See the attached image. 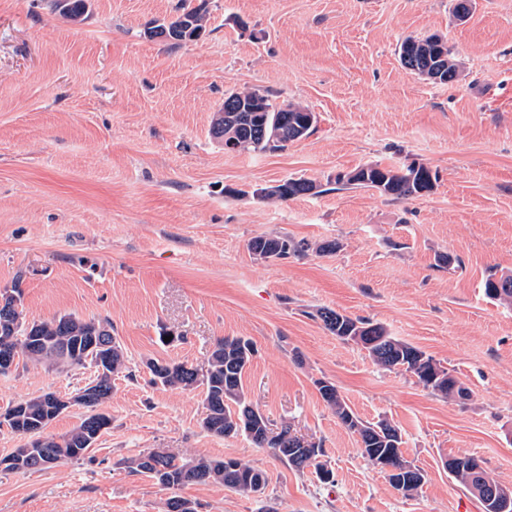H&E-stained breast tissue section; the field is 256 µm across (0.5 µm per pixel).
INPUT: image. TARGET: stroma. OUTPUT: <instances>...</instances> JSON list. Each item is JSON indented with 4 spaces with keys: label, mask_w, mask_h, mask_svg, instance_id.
<instances>
[{
    "label": "stroma",
    "mask_w": 512,
    "mask_h": 512,
    "mask_svg": "<svg viewBox=\"0 0 512 512\" xmlns=\"http://www.w3.org/2000/svg\"><path fill=\"white\" fill-rule=\"evenodd\" d=\"M454 2L191 0L205 29L174 45L148 30L181 0H87L76 20L51 0H0V293L20 288L28 321H111L126 357L88 457L0 471V512H167L174 496L195 512H481L444 466L464 454L512 486V305L483 291L492 271L512 272V0H473L463 21ZM431 35L460 63L458 82L401 66V42ZM242 89L307 107L314 129L275 152L225 151L211 121ZM369 163L422 165L438 180L407 200L337 188V173ZM289 178L327 190L254 198ZM260 235L340 249L264 260L248 247ZM442 254L451 267H438ZM322 307L383 325L469 398L379 368L324 329ZM224 336L254 341L249 399L272 430L319 444L333 482L245 436L207 433L202 389L152 384L148 360L203 370ZM92 376L19 360L0 374V411ZM319 379L364 421L400 429L426 476L417 493L366 464ZM153 448L241 460L266 484L167 489L125 466Z\"/></svg>",
    "instance_id": "1"
}]
</instances>
